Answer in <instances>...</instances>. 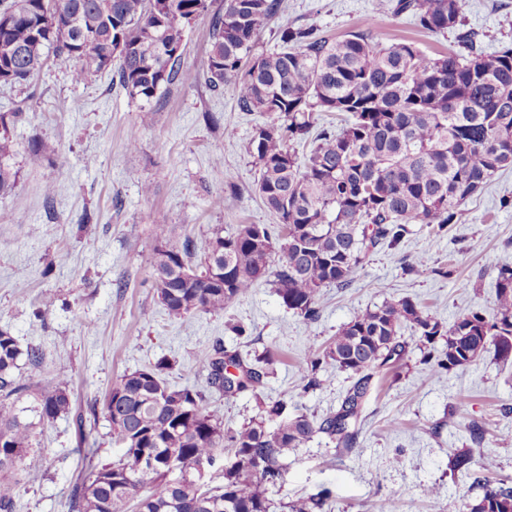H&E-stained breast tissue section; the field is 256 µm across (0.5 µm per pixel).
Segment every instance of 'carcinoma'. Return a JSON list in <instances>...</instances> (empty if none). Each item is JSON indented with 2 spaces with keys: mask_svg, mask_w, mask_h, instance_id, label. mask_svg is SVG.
<instances>
[{
  "mask_svg": "<svg viewBox=\"0 0 512 512\" xmlns=\"http://www.w3.org/2000/svg\"><path fill=\"white\" fill-rule=\"evenodd\" d=\"M463 0H397L394 14H412L433 34L462 22ZM279 0H224L210 18V48L203 71L180 67L186 30L208 11L207 0H0V84L23 85L48 54L73 63L84 79L118 62L122 88L143 102L141 123H151V100L176 81H205L213 89L234 85L238 105L261 112L249 142L259 166L256 184L278 219L279 237L264 224H240L228 235L214 228L199 240L173 238L155 225L152 289L167 314L185 320L199 312L219 314L271 278L283 304L307 321L318 317L321 289L346 285L366 254L395 246L410 225L442 230L457 222L462 207L494 174L512 168V48L485 55L474 36L461 41L467 54L430 57L409 41L381 44L368 31L330 39L313 26L280 21L277 50L251 57L260 33L278 14ZM346 115L334 131L310 137L312 113ZM22 110L0 112V192L16 182L10 161ZM312 140L301 159L292 141ZM194 268L191 278L184 268ZM491 311L471 312L445 326L409 298L357 312L322 351L307 361L314 374L323 364L357 377L339 409L318 421L288 413L278 400L239 429H224L220 411L201 390L176 386L171 368L155 364L120 375L92 420L108 422L123 448L114 463L77 480L69 512H314L318 497L275 503L269 487L283 462L322 433L345 447L374 377L405 365L410 342L441 376L464 369L489 347L512 356V268L499 269ZM412 331V341L402 336ZM39 362L38 349L21 348L0 329V512H14L27 473L22 459L36 441V426L23 420L17 403L29 394L16 371ZM270 357L243 360L218 347L199 360L208 387L236 396L255 391L270 374ZM42 420L71 409L68 384L56 380L33 395ZM160 464L146 474L142 459ZM230 456L222 483L200 479L205 459ZM466 512H512V488L487 487Z\"/></svg>",
  "mask_w": 512,
  "mask_h": 512,
  "instance_id": "cac0c4a2",
  "label": "carcinoma"
}]
</instances>
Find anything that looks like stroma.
I'll return each instance as SVG.
<instances>
[{"label":"stroma","instance_id":"35a3bbf8","mask_svg":"<svg viewBox=\"0 0 512 512\" xmlns=\"http://www.w3.org/2000/svg\"><path fill=\"white\" fill-rule=\"evenodd\" d=\"M395 3L282 0L281 7L293 24L332 38L367 29L383 44L411 41L431 56L460 50L462 31L475 33L486 54L512 46V0H464L460 30L438 34L394 14ZM112 77L107 70L74 80L72 63L51 56L28 83L0 86V112L23 110L13 138L16 184L0 194V327L41 353L39 364L21 362L23 383L37 390L67 380L72 400L71 413L51 421L29 413L37 440L23 460L30 479L18 489L15 512H68L77 476L120 457L105 420L81 434L75 417L124 372L169 358L168 381L202 386L228 428L249 422L269 399L319 420L338 409L354 377L326 365L308 385L306 360L355 313L407 297L448 325L490 309L499 268L512 267L508 168L467 201L458 223L439 232L412 225L397 246L370 252L348 285L323 288L316 320L289 310L269 281L223 313L173 320L151 288L154 224L164 220L180 239L218 225L228 234L241 224L276 225L257 193L249 149L263 117L240 109L233 85L176 82L152 100L154 120L145 127L140 101ZM134 128L140 137L132 149ZM40 139L55 142L59 157L35 156L31 143ZM145 183L151 195L142 193ZM421 253L431 271L408 272V259ZM218 345L250 360L272 354L273 375L256 392L230 398L206 387L197 361ZM474 423L482 441L470 435ZM464 449L470 465L452 468ZM396 456L401 464H393ZM488 457L496 462L491 472L483 468ZM490 484L512 486V358L491 350L439 377L414 359L398 376L374 378L353 444L315 435L288 457L270 495L287 502L326 489L325 512H378L386 500L396 512H462Z\"/></svg>","mask_w":512,"mask_h":512}]
</instances>
